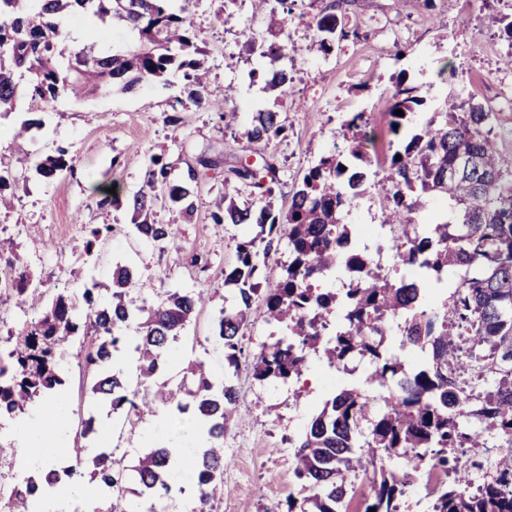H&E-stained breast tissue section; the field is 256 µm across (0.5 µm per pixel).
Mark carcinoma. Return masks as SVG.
<instances>
[{
  "label": "carcinoma",
  "mask_w": 512,
  "mask_h": 512,
  "mask_svg": "<svg viewBox=\"0 0 512 512\" xmlns=\"http://www.w3.org/2000/svg\"><path fill=\"white\" fill-rule=\"evenodd\" d=\"M295 0H254L269 10L268 29L284 32ZM345 0H328L318 14L315 42L323 53L331 49L324 34L340 32L346 39L357 31L337 29V13ZM89 15L101 27L83 48L64 52V13ZM118 18L137 42L121 52H102L104 25ZM198 35L188 17L171 0H0V110L8 113L20 100V80L33 99H54L62 93L78 96L92 86L107 95L118 87L135 89L147 79L173 70L184 71V91L198 105L207 101L206 73L199 59ZM299 49L289 39L269 45L266 56L276 61L295 57ZM415 88H397L388 112V133L401 149L386 158L380 170L381 227L407 273L390 278L370 264L367 248L351 245L352 229L345 216L367 191V138L361 127L364 113L346 121L356 130L350 160L322 157L294 187L286 213L272 208L280 184L277 166L241 164L224 177V210L211 215L215 224L255 226L254 235L236 242V263L224 273V285L236 295L219 312L216 339L224 349L227 369L238 371L243 356V329L253 305L263 304L267 320L285 326L287 337L253 355L251 366L261 381L286 383L302 376L307 352L322 354L331 367L359 355L373 364L367 383H393L397 392L381 407L355 388L339 390L312 417L296 453V473L307 479L313 495L311 512H342L350 501V476L366 477L370 492L364 512H403L402 500L422 472L442 471L448 482L433 488L432 512H512V454L502 457L496 472L471 492L451 479L460 460L473 458L485 447L484 431L512 435V171L503 169L489 137L492 112L473 102L460 88L451 91L438 112L413 133L404 131L407 114L425 104ZM402 110L399 116L395 111ZM248 138L268 144L286 137L280 114L256 112ZM401 159H396V156ZM475 160L461 167L462 157ZM70 169L64 155L35 165L43 176ZM190 216L195 206L190 190L169 179L168 163L150 159L147 190L135 194L128 206L141 239L160 246L173 239L170 224L148 221L159 199ZM448 203L452 216L428 222L416 219L427 199ZM288 238L291 260L281 270L268 265L274 242ZM356 276L341 293L315 287V282L339 266ZM459 273L449 297L433 307L422 305L424 282L440 284L448 272ZM140 286L135 269L119 266L112 273L111 300L99 303L92 290L84 292L86 308L76 309L58 293L47 302L15 279L11 294L36 317L9 336L0 350V417H21L39 399L59 396L69 369V357L93 371L91 393L112 412L141 420L152 413L148 392L166 370L165 355L179 343L197 309L209 297L206 289L166 292L153 304L137 305L130 294ZM338 312L342 322L325 336L328 316ZM399 318V352L386 344L387 321ZM77 353H72L75 343ZM123 350L134 358L137 385L129 370L113 365ZM155 397L177 414H188L206 431V444L183 455L194 462L198 508L224 494V434L238 407V391L230 376L216 380L199 361L179 383H162ZM400 453L403 469L385 468V458ZM29 476L6 494L8 512H36L37 501L65 476L74 487L94 483L100 500L112 504L123 497L126 474L115 466L105 448L82 465ZM137 499L132 512H159L156 503L172 492L170 448L148 449L133 467Z\"/></svg>",
  "instance_id": "carcinoma-1"
}]
</instances>
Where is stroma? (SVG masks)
Listing matches in <instances>:
<instances>
[{
  "label": "stroma",
  "instance_id": "obj_1",
  "mask_svg": "<svg viewBox=\"0 0 512 512\" xmlns=\"http://www.w3.org/2000/svg\"><path fill=\"white\" fill-rule=\"evenodd\" d=\"M185 7L199 34L208 69V103L199 107L183 91L181 72L142 83L128 93L69 94L32 104L42 128L21 132V112L0 116V168L23 170L26 180L0 189L10 207L0 209V237L13 238L25 269L46 293L81 296L93 289L109 298L112 270L136 267L141 297L162 298L171 288H206L211 300L186 327L164 376L179 381L192 361H204L211 374L223 376L224 356L215 337L216 319L231 288L224 272L236 262L240 227L215 226L211 213L224 193V174L244 160L274 163L280 184L275 210L287 212L294 186L320 157L347 156L351 134L345 122L364 113L368 156L381 163L389 152L388 112L397 84L416 88L425 104L412 122L429 118L450 89L466 88L476 102L492 108L491 134L504 166L512 169V44L486 28L474 0H351L343 15L359 27L361 39L338 40L331 53L273 64L263 52L274 41L263 15L251 0H174ZM294 72L286 93L271 90L277 66ZM278 112L286 138L269 145L250 142L247 129L259 111ZM234 111L238 120L225 128L219 115ZM23 139L37 157L65 154L71 171L46 178L26 170L14 152ZM163 157L175 181L188 178L202 157L215 161L211 179L192 184V218L168 205L154 209L158 222L172 225L174 246L162 249L132 230L127 201L145 189L147 161ZM112 226L108 241L94 256L84 246L93 228ZM369 360L353 357L346 368L329 367L319 355L309 357L300 379L287 384L260 381L250 367H240L235 426L224 436V495L215 512H288L303 507L309 490L295 472L296 445L314 414L335 389L348 384L369 396L389 395L386 386L367 383ZM302 391L295 399L294 391ZM67 426L63 436L47 437L38 451L19 447L15 422L0 420V482L32 470L90 461L113 448L112 430L123 425L125 442L113 448L123 467L135 466L155 437L152 418L122 421L100 405L90 407L88 376L71 364L64 390ZM94 418L96 434L76 439L82 422ZM82 444L81 456L71 449Z\"/></svg>",
  "mask_w": 512,
  "mask_h": 512
}]
</instances>
